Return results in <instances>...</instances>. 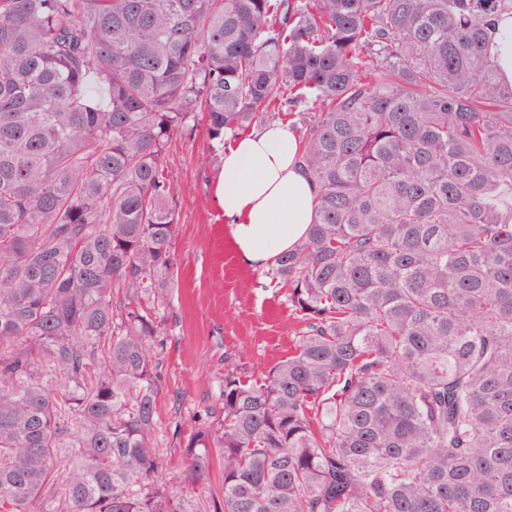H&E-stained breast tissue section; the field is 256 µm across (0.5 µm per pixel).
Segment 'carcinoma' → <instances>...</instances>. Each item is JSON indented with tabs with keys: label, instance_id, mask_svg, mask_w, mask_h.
<instances>
[{
	"label": "carcinoma",
	"instance_id": "carcinoma-1",
	"mask_svg": "<svg viewBox=\"0 0 512 512\" xmlns=\"http://www.w3.org/2000/svg\"><path fill=\"white\" fill-rule=\"evenodd\" d=\"M512 0H0V512H196L161 477L166 146L269 119L315 186L302 323L177 433L214 512H512ZM94 78L107 91L88 93ZM211 452L214 462L211 473L210 491L203 495L202 498L199 496V499H197V496L195 495L191 497V499L195 501L194 504L198 506L201 512H210V510H212L210 506L213 504V497L221 499L222 494V474L218 464L219 450L217 448H213L211 449Z\"/></svg>",
	"mask_w": 512,
	"mask_h": 512
}]
</instances>
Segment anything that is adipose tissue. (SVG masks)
I'll list each match as a JSON object with an SVG mask.
<instances>
[{
	"mask_svg": "<svg viewBox=\"0 0 512 512\" xmlns=\"http://www.w3.org/2000/svg\"><path fill=\"white\" fill-rule=\"evenodd\" d=\"M215 185L229 244L242 265L264 268L304 238L315 187L299 166L298 137L270 122L237 136L224 151Z\"/></svg>",
	"mask_w": 512,
	"mask_h": 512,
	"instance_id": "ef3b65f1",
	"label": "adipose tissue"
}]
</instances>
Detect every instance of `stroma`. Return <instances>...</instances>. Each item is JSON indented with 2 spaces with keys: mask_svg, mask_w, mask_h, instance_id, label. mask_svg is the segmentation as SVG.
<instances>
[{
  "mask_svg": "<svg viewBox=\"0 0 512 512\" xmlns=\"http://www.w3.org/2000/svg\"><path fill=\"white\" fill-rule=\"evenodd\" d=\"M223 151L200 123L167 145L179 216L169 301L175 320L163 357L157 442L161 475L175 488L183 462L173 429L191 432L197 412L220 409L225 359L263 376L287 356L301 329L271 270L241 266L228 246L213 191Z\"/></svg>",
  "mask_w": 512,
  "mask_h": 512,
  "instance_id": "35a3bbf8",
  "label": "stroma"
}]
</instances>
